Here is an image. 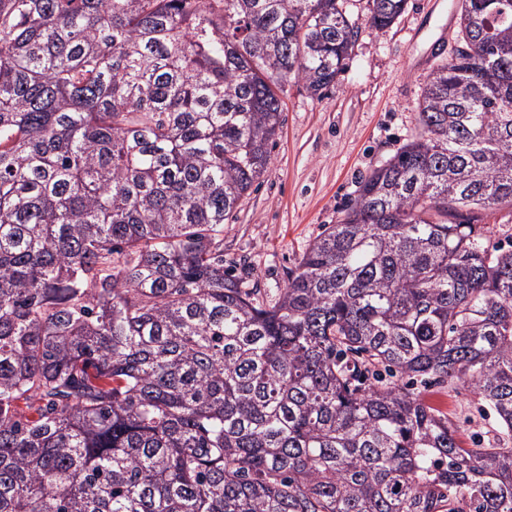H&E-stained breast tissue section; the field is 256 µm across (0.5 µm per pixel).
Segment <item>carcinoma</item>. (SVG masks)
<instances>
[{
  "label": "carcinoma",
  "instance_id": "carcinoma-1",
  "mask_svg": "<svg viewBox=\"0 0 512 512\" xmlns=\"http://www.w3.org/2000/svg\"><path fill=\"white\" fill-rule=\"evenodd\" d=\"M420 135L265 303L224 224L342 0H0V512H512V0H459ZM388 28L406 0H368ZM474 224H486L487 232L483 238L485 243L500 245L505 249L511 247L512 213L510 209H500L492 213L485 212ZM425 389V400L442 410L458 426L459 437L467 448H485L483 446L491 443L512 448V435L499 431L495 418L482 408L475 394L455 384ZM474 444L481 447H474Z\"/></svg>",
  "mask_w": 512,
  "mask_h": 512
}]
</instances>
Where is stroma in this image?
Instances as JSON below:
<instances>
[{
  "label": "stroma",
  "instance_id": "obj_1",
  "mask_svg": "<svg viewBox=\"0 0 512 512\" xmlns=\"http://www.w3.org/2000/svg\"><path fill=\"white\" fill-rule=\"evenodd\" d=\"M359 22L356 43L334 88L309 95L289 80L271 161L224 226V263L245 270L260 299L276 301L310 243L337 223L361 180L421 131L419 102L439 64L459 45L458 0H408L392 26L367 20V0H343ZM465 446L512 448L479 398L458 385L427 388Z\"/></svg>",
  "mask_w": 512,
  "mask_h": 512
}]
</instances>
